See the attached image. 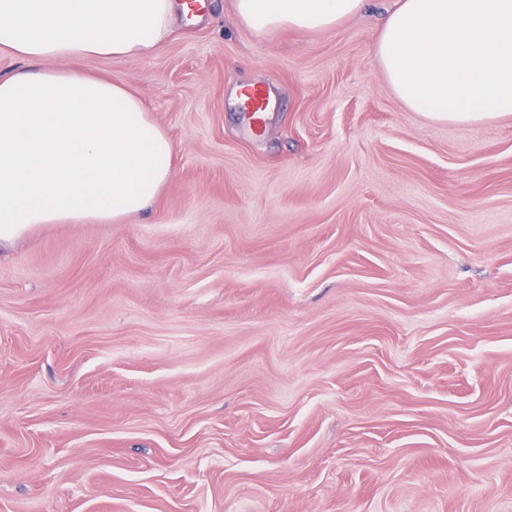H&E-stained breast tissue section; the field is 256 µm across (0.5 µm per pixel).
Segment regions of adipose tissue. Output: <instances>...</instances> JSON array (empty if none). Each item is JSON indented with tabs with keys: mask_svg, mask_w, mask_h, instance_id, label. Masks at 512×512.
Wrapping results in <instances>:
<instances>
[{
	"mask_svg": "<svg viewBox=\"0 0 512 512\" xmlns=\"http://www.w3.org/2000/svg\"><path fill=\"white\" fill-rule=\"evenodd\" d=\"M365 0H235L255 35L313 32ZM188 0H0V51L25 68L0 78V239L35 224H108L149 206L174 146L125 86L33 62L149 56ZM375 56L409 110L460 124L512 112V0H397Z\"/></svg>",
	"mask_w": 512,
	"mask_h": 512,
	"instance_id": "obj_1",
	"label": "adipose tissue"
}]
</instances>
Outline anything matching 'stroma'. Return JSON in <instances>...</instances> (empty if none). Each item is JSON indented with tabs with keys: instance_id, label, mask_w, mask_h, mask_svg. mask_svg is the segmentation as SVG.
I'll return each mask as SVG.
<instances>
[{
	"instance_id": "35a3bbf8",
	"label": "stroma",
	"mask_w": 512,
	"mask_h": 512,
	"mask_svg": "<svg viewBox=\"0 0 512 512\" xmlns=\"http://www.w3.org/2000/svg\"><path fill=\"white\" fill-rule=\"evenodd\" d=\"M395 2L49 61L141 97L173 176L0 243V512H512V113L406 109Z\"/></svg>"
}]
</instances>
